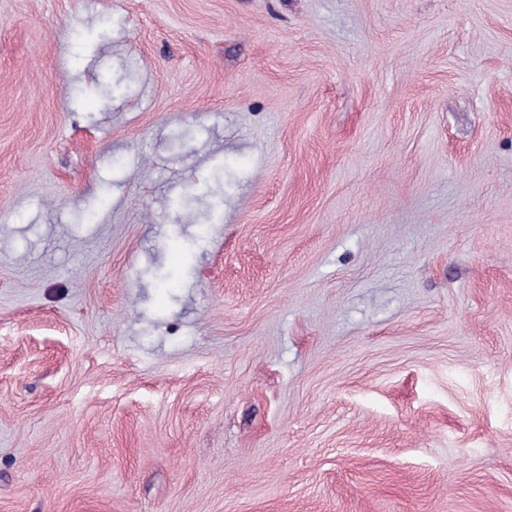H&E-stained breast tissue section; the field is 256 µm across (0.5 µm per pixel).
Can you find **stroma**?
Returning a JSON list of instances; mask_svg holds the SVG:
<instances>
[{"mask_svg":"<svg viewBox=\"0 0 512 512\" xmlns=\"http://www.w3.org/2000/svg\"><path fill=\"white\" fill-rule=\"evenodd\" d=\"M0 512H512V0H0Z\"/></svg>","mask_w":512,"mask_h":512,"instance_id":"35a3bbf8","label":"stroma"}]
</instances>
